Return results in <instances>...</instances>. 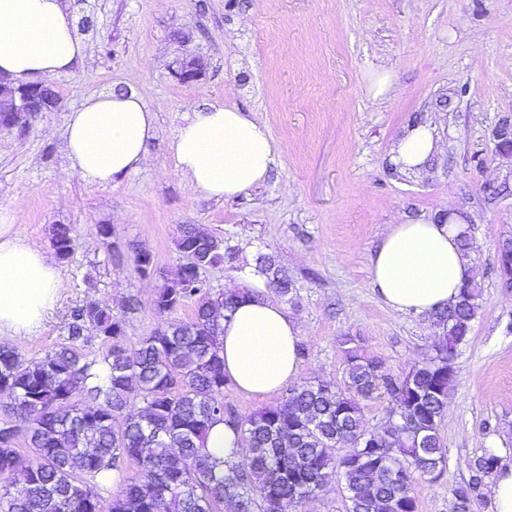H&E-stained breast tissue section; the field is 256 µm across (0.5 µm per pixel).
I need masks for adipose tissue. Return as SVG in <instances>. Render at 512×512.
Instances as JSON below:
<instances>
[{"label": "adipose tissue", "instance_id": "ef3b65f1", "mask_svg": "<svg viewBox=\"0 0 512 512\" xmlns=\"http://www.w3.org/2000/svg\"><path fill=\"white\" fill-rule=\"evenodd\" d=\"M86 46L63 0H0V77L30 85L84 64ZM156 115L132 91L88 99L67 118L68 175L109 185L141 168ZM432 128L413 127L392 159L421 168L435 149ZM176 163L197 193L232 198L262 184L280 151L269 128L224 103L186 113L173 145ZM462 218H421L389 225L369 259L373 288L390 309L427 314L458 296L472 269L460 248ZM62 286L59 267L30 245L9 212L0 210V335L22 338L39 329ZM224 372L245 397L279 391L299 373L300 326L267 294L265 278L249 277L247 292L223 320ZM204 446L237 464L248 452L239 434L214 424Z\"/></svg>", "mask_w": 512, "mask_h": 512}]
</instances>
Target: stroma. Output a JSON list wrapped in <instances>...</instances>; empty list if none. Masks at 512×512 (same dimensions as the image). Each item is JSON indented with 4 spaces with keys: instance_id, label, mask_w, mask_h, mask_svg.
Here are the masks:
<instances>
[{
    "instance_id": "stroma-1",
    "label": "stroma",
    "mask_w": 512,
    "mask_h": 512,
    "mask_svg": "<svg viewBox=\"0 0 512 512\" xmlns=\"http://www.w3.org/2000/svg\"><path fill=\"white\" fill-rule=\"evenodd\" d=\"M89 58L52 77L59 109L26 130H0V208L27 241L50 250L48 227L75 229L62 288L33 336L15 340L28 359L63 343L71 310L87 300L126 318L128 342L170 318L151 307L157 279L135 268L131 244L175 274L179 227L223 238L234 259L208 270L214 293L245 286L259 254L293 280L281 304L309 350L299 380L342 384L341 337L394 372L426 361L437 330L427 315L388 308L373 290L369 257L388 225L458 212L471 228L482 297L456 359L440 426L447 466L414 485L418 512H453L452 485L485 449L512 463V287L497 247L512 237V162L495 152L494 129L512 115V0H66ZM200 62L196 81L180 64ZM393 86L373 98L368 76ZM131 90L156 111L148 160L109 185L61 174L70 112L94 96ZM226 102L266 124L283 152L261 185L215 200L189 191L171 143L190 108ZM435 129L437 147L417 172L399 170L393 147L413 127Z\"/></svg>"
}]
</instances>
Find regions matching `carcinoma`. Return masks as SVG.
<instances>
[{
  "label": "carcinoma",
  "instance_id": "carcinoma-1",
  "mask_svg": "<svg viewBox=\"0 0 512 512\" xmlns=\"http://www.w3.org/2000/svg\"><path fill=\"white\" fill-rule=\"evenodd\" d=\"M49 239L58 258H69L72 227L51 225ZM176 247L182 263L173 279L153 267L149 252L131 250L136 269L162 281L155 313L190 302L189 320L129 346L125 316L88 301L72 310L66 342L40 359L25 360L0 343V389L13 396L0 428V512H290L333 483L343 486L347 512H417V478L435 480L446 468L439 426L456 377L448 357L458 337L469 336L479 308L477 274L454 304L433 312L439 334L423 364L394 374L364 355L357 337L345 336L344 386L304 381L279 404L239 415L224 408L230 380L220 330L242 292L214 294L202 278L224 264L229 248L191 224L181 226ZM497 262L512 283V241L499 245ZM256 268L279 294L292 293L273 256L258 255ZM89 329L109 343L100 358L83 353ZM380 394L393 407L373 445L361 402ZM221 421L249 448L248 466L218 461L203 448ZM20 438L33 455L16 448ZM345 443L352 449L336 454ZM127 462L147 480L124 479ZM498 467L491 449L470 461L469 479L450 489L457 512H471ZM113 475L115 493L105 483Z\"/></svg>",
  "mask_w": 512,
  "mask_h": 512
}]
</instances>
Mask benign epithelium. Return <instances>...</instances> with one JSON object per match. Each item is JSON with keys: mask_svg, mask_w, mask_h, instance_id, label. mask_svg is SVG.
Returning <instances> with one entry per match:
<instances>
[{"mask_svg": "<svg viewBox=\"0 0 512 512\" xmlns=\"http://www.w3.org/2000/svg\"><path fill=\"white\" fill-rule=\"evenodd\" d=\"M57 105L58 99L47 84L22 87L0 79V127L5 130H24L36 114L51 112Z\"/></svg>", "mask_w": 512, "mask_h": 512, "instance_id": "benign-epithelium-1", "label": "benign epithelium"}]
</instances>
